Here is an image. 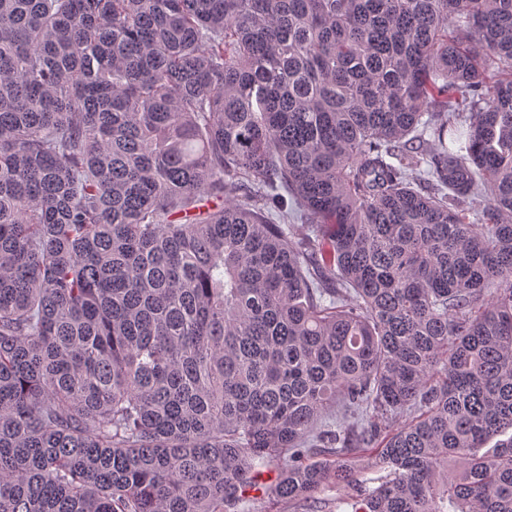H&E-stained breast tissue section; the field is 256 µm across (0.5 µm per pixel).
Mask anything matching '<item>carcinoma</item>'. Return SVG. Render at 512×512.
Instances as JSON below:
<instances>
[{"instance_id":"1","label":"carcinoma","mask_w":512,"mask_h":512,"mask_svg":"<svg viewBox=\"0 0 512 512\" xmlns=\"http://www.w3.org/2000/svg\"><path fill=\"white\" fill-rule=\"evenodd\" d=\"M509 430L512 0H0V512H512ZM341 498L343 495L339 491L331 486H325L315 494V503L309 508L304 502L288 504L265 497L257 501H246L242 512H352L350 507L340 503Z\"/></svg>"}]
</instances>
